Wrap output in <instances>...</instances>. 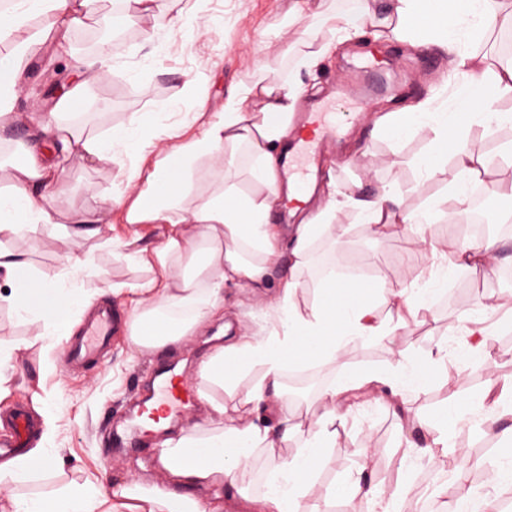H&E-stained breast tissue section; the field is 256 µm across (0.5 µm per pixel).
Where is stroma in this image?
<instances>
[{
    "instance_id": "obj_1",
    "label": "stroma",
    "mask_w": 512,
    "mask_h": 512,
    "mask_svg": "<svg viewBox=\"0 0 512 512\" xmlns=\"http://www.w3.org/2000/svg\"><path fill=\"white\" fill-rule=\"evenodd\" d=\"M294 0H155L154 12L132 20L116 18L113 27L97 25L87 19L73 27L69 41L86 35L94 42L110 41L112 59L108 77L89 85L79 108L63 113L59 120L82 137H106L111 128L144 118V139L149 146L121 154L112 163L74 164L64 175L53 207L59 217H81L100 212V236L84 241L82 250L92 261L91 271L73 280L92 305L108 304L121 323L112 337L111 354L106 363L69 370L65 367V337L50 335L32 319L18 313L8 302L0 301V353L9 355V370L0 382V411L24 403L37 420L46 439L34 445L50 452L49 469L36 473L18 491L24 495L52 496L68 484L102 482L123 484L139 479L143 484L167 488L169 473L157 460L158 435L144 437L141 448H114L110 436L142 396L157 364L178 363L188 371L200 400L186 411L181 428H195L206 434L219 430L221 421L213 417L209 402L226 406L238 403L250 386L251 377H242L236 386L218 388L201 378V364L219 347L236 340L242 333H264L271 308L276 303L275 285L296 276L299 286L296 306L310 313L318 298V284L324 269H335L342 276H354L376 286L374 313L387 324L392 343L374 339L353 344L346 356L354 370L385 368L400 349L408 362L428 350L437 340H448V361L440 367L433 386L409 394L415 413L432 417L454 404L476 400L490 379L512 380V323L494 325L486 337L485 350L498 357L494 372L463 366L458 353L468 336L464 319L473 315L478 304L495 302L512 308V230L497 233L499 257L486 268H460L449 275L441 294L420 312L410 326L397 322L393 304L386 302L388 289L420 283L423 276V245L403 224L378 229L361 223L347 206L336 210L333 221L345 225V244L328 239L314 243L301 268H294L288 251H281L269 271V287L247 288L230 285L224 290L222 317L205 322L187 336L154 348L135 346L128 338L132 285L159 272L157 265L144 266L127 259L125 243L129 227L126 209L144 181L131 180L133 170L153 169L163 149L174 142H189L199 137L208 115L223 111L225 100L248 82L253 67L264 60L273 64V78L293 80L302 85L309 103V90H320L322 98H333L338 86L351 77L359 52L372 45L373 37H358L342 43L336 50L309 69L298 68L296 61L304 49L295 27L286 20ZM184 14L183 29L160 27L158 17ZM505 31L487 30L471 39L470 49L482 68L497 70L511 62ZM397 57L391 80L394 85L413 84L417 92L405 103L385 98L374 101L366 112L349 120L347 135L338 148L341 165L329 164L315 175V191L302 212L292 216L295 224L317 214L323 202L342 186L361 185L370 192L391 183L406 194L407 204L419 210L424 202H436L434 220L426 237L456 244L460 234L452 219L456 213L450 190L456 181L454 164L424 181L419 176V161L431 149L430 137H415L400 142L389 139L377 125L387 112L433 103L448 107L453 80L448 54L438 46L430 51L435 64L430 69L414 67L415 46L396 43ZM33 62L27 63V84L15 102L19 123L0 127V149L10 148L11 160L25 151L40 152L42 143L33 117L51 112L55 103L49 94L56 83L67 81L68 64L60 58L53 39L32 48ZM176 129L177 139L165 138L167 129ZM468 138L484 153L494 155L495 165L483 174L486 182H512V162L504 154L512 145V125L493 130L473 123L466 129ZM249 165L244 151L228 153L222 164L202 158L196 161L183 209L193 208L201 194L222 187L225 173L242 174ZM115 199L112 209L98 211L101 199ZM8 247L24 252L34 272L52 274L61 270V258L72 244L56 224L33 226L21 239H11ZM512 432V412L502 413L496 426L475 429L459 422L448 456L441 467L427 460L404 457L400 434L390 410L368 403L353 412L346 426L338 428L332 448L327 449L311 493L302 499L301 512H345L347 505L338 493L343 476L360 477L381 489L390 498L393 512H419L429 504V512H450L452 502L436 498L422 481L423 475L442 470L446 475L465 472L468 484L479 494L500 497V489L489 488L487 474L499 465L504 452L502 436ZM269 463L257 455L249 470L237 483H211L194 487L202 504L222 502L223 512H261L260 499L268 479ZM409 486L406 495L394 496L397 484Z\"/></svg>"
}]
</instances>
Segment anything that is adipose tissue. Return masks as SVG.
<instances>
[{
  "mask_svg": "<svg viewBox=\"0 0 512 512\" xmlns=\"http://www.w3.org/2000/svg\"><path fill=\"white\" fill-rule=\"evenodd\" d=\"M93 0H13L10 23L0 27V40H12L10 52L0 54V122L12 119L15 101L25 79V59L32 44L43 41L46 33L32 28L31 20L49 19L59 36L57 47L65 49L66 33L80 16H92ZM322 21L332 37L316 41L311 26L302 36L309 50L302 65L310 68L337 43L365 32L372 22L370 0H354L350 13L325 12ZM389 30L399 39H421L444 47L449 56L456 85L455 109L440 112L424 106L411 112L389 113L384 129L391 139L433 133V150L420 168L424 178L442 172L454 163L458 177H469L487 167L488 160L465 135L461 126L476 122L492 128L504 123L496 102L512 98V65L486 73L471 51L461 48L456 31L466 26L468 34L488 28L512 30V5L506 0H391ZM111 48L102 43L93 58L72 57L70 68L77 80L55 104L51 114L41 115L39 128L48 150L41 156H27L13 163L11 190L0 197V236L18 237L32 225L56 223L52 207L55 188L74 162L107 163L115 146L135 147L140 143L141 122L112 129L108 138L81 139L66 132L56 121L58 114L72 108L88 83L104 76L109 68ZM271 66H257L251 80L230 95L223 112L205 124L201 136L174 146L145 177L147 189L127 209V224H160L163 240L153 251L160 275L133 291L140 313L130 323L133 344L154 347L180 338L198 323L207 320L224 302V287L234 283L264 287L271 265L278 255L281 231L270 224L269 213L278 201V170L275 156L279 143L288 133V117L300 95L293 81H275ZM246 149L252 165L248 172L255 189L242 192L236 178L225 177L224 185L201 197L183 216L180 208L186 178L196 160L223 159L226 151ZM348 206L365 223L376 226L401 223L421 233L430 222L435 203L419 211L409 210L403 194L393 185H382L371 197L357 193L331 198L320 222L300 224L292 229L290 254L295 265H302L315 240L344 238L342 225L333 223L334 210ZM203 225L209 248L196 274L181 267L190 240L187 222ZM498 245L489 239L472 246L461 244L447 254L445 243L430 241V263L423 286L394 291L398 322L408 326L436 296L434 288L446 278L447 268L464 264L488 265L494 262ZM89 257L80 250L66 255L61 273L33 272L24 253L0 247V287L7 289L17 311L42 323L55 335L68 333L69 316L87 307L86 297L67 287L66 277L87 269ZM297 283L283 285L282 299L272 330L265 336H244L224 346L201 369L206 380L219 385L235 384L246 372L256 378L241 403L248 416L240 422L226 421L216 433L199 437L185 433L162 443L161 462L175 478L185 482H221L235 478L250 467L255 451H263L272 475L266 485L265 500L275 512H298L301 498L310 493L315 472L330 447L338 426L352 412V399L375 395L379 406L391 408L403 436L401 446L408 455L436 460L448 450L452 431L460 421L457 411L449 410L436 418H424L407 407L403 392L426 390L439 365L448 359V346L438 342L414 364L396 359L383 370L354 371L345 356L361 339H385L382 322L374 314L370 299L374 293L364 281L325 273L320 281V300L310 313H302L290 301ZM308 356L325 367H343L339 383L322 392V403L313 422L303 423L293 415V407L282 390V377L288 366ZM427 433L425 445L411 442V430ZM299 439L300 449L291 458L277 457L278 443ZM46 449L36 448L26 456L0 461V488L26 483L36 472L49 467ZM137 502L139 512H208L200 501L172 494L166 489L149 488L136 482L110 489L103 484H73L52 499L40 496H10L9 512H110L111 499Z\"/></svg>",
  "mask_w": 512,
  "mask_h": 512,
  "instance_id": "adipose-tissue-1",
  "label": "adipose tissue"
}]
</instances>
